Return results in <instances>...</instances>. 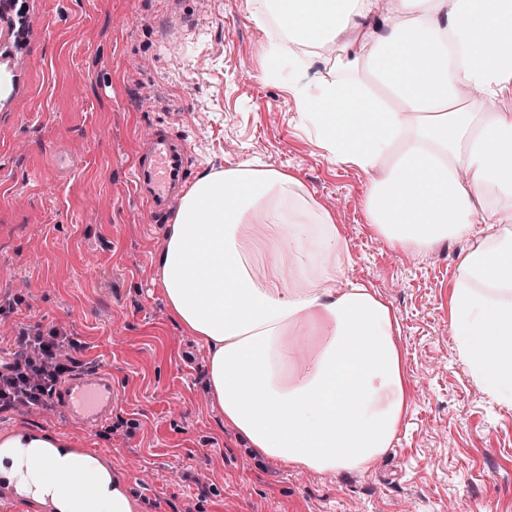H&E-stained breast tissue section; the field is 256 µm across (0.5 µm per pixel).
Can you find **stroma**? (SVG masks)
Instances as JSON below:
<instances>
[{
  "label": "stroma",
  "mask_w": 512,
  "mask_h": 512,
  "mask_svg": "<svg viewBox=\"0 0 512 512\" xmlns=\"http://www.w3.org/2000/svg\"><path fill=\"white\" fill-rule=\"evenodd\" d=\"M28 0L26 91L0 118V356L21 329L58 327L86 367L111 369L112 418L87 434L57 407L0 410V442L35 431L108 458L137 512H512V410L459 358L448 291L467 239L413 257L365 218L372 174L331 161L262 76L268 35L250 0ZM186 131L193 173L257 159L295 173L340 224L349 275L396 311L410 386L393 446L366 473L298 470L225 422L207 351L174 324L142 220L136 144Z\"/></svg>",
  "instance_id": "1"
}]
</instances>
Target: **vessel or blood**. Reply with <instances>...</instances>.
I'll return each mask as SVG.
<instances>
[{
  "instance_id": "b4317fda",
  "label": "vessel or blood",
  "mask_w": 512,
  "mask_h": 512,
  "mask_svg": "<svg viewBox=\"0 0 512 512\" xmlns=\"http://www.w3.org/2000/svg\"><path fill=\"white\" fill-rule=\"evenodd\" d=\"M13 7L12 0H0V73L16 78L20 75L19 59L12 49L13 29L9 23ZM192 162L185 134L161 124L148 135L132 172L147 223L159 222L176 206ZM116 397L117 387L108 369L73 373L53 393L55 405L90 433L107 423Z\"/></svg>"
}]
</instances>
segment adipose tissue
Returning <instances> with one entry per match:
<instances>
[{
    "label": "adipose tissue",
    "instance_id": "ef3b65f1",
    "mask_svg": "<svg viewBox=\"0 0 512 512\" xmlns=\"http://www.w3.org/2000/svg\"><path fill=\"white\" fill-rule=\"evenodd\" d=\"M251 19L276 24L263 75L293 94L316 146L380 170L365 204L378 235L412 256L472 239L448 324L472 378L511 408L512 278L497 269L512 263V0H253ZM330 43L344 50L336 78H308ZM159 267L173 321L203 340L208 387L250 448L299 470L366 472L392 447L409 405L398 318L349 277L341 227L293 173L249 161L201 173ZM0 470L60 512H132L93 454L44 436L1 442ZM67 471L91 491L61 484Z\"/></svg>",
    "mask_w": 512,
    "mask_h": 512
}]
</instances>
